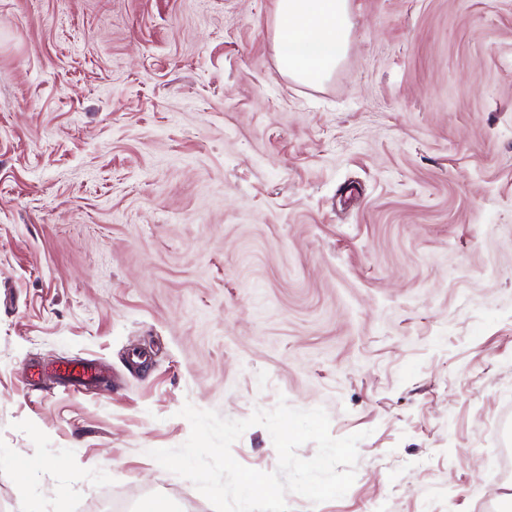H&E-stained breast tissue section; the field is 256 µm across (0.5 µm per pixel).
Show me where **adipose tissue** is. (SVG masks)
Wrapping results in <instances>:
<instances>
[{
  "label": "adipose tissue",
  "mask_w": 512,
  "mask_h": 512,
  "mask_svg": "<svg viewBox=\"0 0 512 512\" xmlns=\"http://www.w3.org/2000/svg\"><path fill=\"white\" fill-rule=\"evenodd\" d=\"M351 34L349 0H275L277 65L295 81H327L345 58Z\"/></svg>",
  "instance_id": "ef3b65f1"
}]
</instances>
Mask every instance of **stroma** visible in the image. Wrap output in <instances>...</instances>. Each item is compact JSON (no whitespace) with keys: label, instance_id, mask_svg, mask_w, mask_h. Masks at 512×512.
I'll list each match as a JSON object with an SVG mask.
<instances>
[{"label":"stroma","instance_id":"stroma-1","mask_svg":"<svg viewBox=\"0 0 512 512\" xmlns=\"http://www.w3.org/2000/svg\"><path fill=\"white\" fill-rule=\"evenodd\" d=\"M350 7L310 87L274 0H0V512H214L150 450L282 399L366 434L291 512H512V0Z\"/></svg>","mask_w":512,"mask_h":512}]
</instances>
